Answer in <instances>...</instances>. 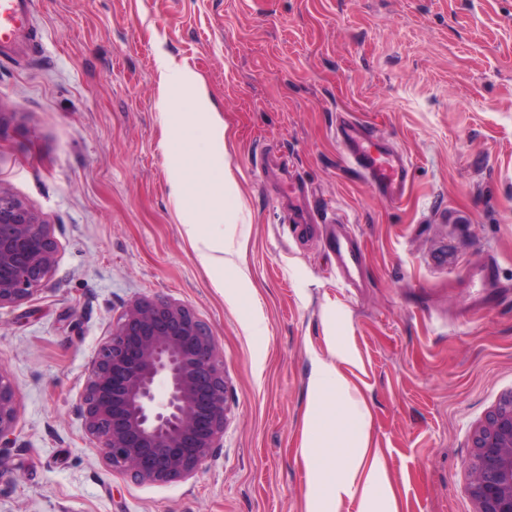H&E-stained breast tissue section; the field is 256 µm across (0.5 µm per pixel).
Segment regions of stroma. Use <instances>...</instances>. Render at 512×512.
Masks as SVG:
<instances>
[{"mask_svg":"<svg viewBox=\"0 0 512 512\" xmlns=\"http://www.w3.org/2000/svg\"><path fill=\"white\" fill-rule=\"evenodd\" d=\"M39 45L0 60V189L51 224L56 263L0 308L18 419L0 512H306L310 385L336 362L396 512H474L471 436L512 391V0H35ZM187 63L227 127L240 201L216 275L170 197L158 56ZM409 163L404 197L344 158L336 117ZM335 226L292 224L263 155ZM496 262L497 285L477 267ZM188 306L224 360V438L194 477L141 484L85 431L82 398L125 306ZM343 361H335V351ZM333 251L336 253L338 266L344 275L353 278L364 263V255L358 247L350 244L348 236L336 234L331 238Z\"/></svg>","mask_w":512,"mask_h":512,"instance_id":"obj_1","label":"stroma"}]
</instances>
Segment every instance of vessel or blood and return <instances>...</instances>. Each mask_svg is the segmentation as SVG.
<instances>
[{"instance_id":"1","label":"vessel or blood","mask_w":512,"mask_h":512,"mask_svg":"<svg viewBox=\"0 0 512 512\" xmlns=\"http://www.w3.org/2000/svg\"><path fill=\"white\" fill-rule=\"evenodd\" d=\"M34 8L35 0H0V58L18 60L28 54L35 34ZM336 137L350 163L380 195L392 200L403 198L408 175V159L403 152L386 147L367 125L352 118L340 119ZM288 192L297 200L295 213L300 222L323 223V216L309 208L296 181H289ZM331 245L340 270L353 277L364 263L362 251L344 235L333 237Z\"/></svg>"}]
</instances>
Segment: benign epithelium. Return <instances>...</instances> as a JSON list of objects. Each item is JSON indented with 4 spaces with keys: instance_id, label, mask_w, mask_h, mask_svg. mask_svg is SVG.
I'll return each mask as SVG.
<instances>
[{
    "instance_id": "benign-epithelium-1",
    "label": "benign epithelium",
    "mask_w": 512,
    "mask_h": 512,
    "mask_svg": "<svg viewBox=\"0 0 512 512\" xmlns=\"http://www.w3.org/2000/svg\"><path fill=\"white\" fill-rule=\"evenodd\" d=\"M56 255L51 225L0 190V308L37 291ZM227 413L224 363L208 327L179 302L142 297L128 304L83 396L85 429L104 462L139 483L189 478L219 447ZM17 418L16 392L0 374L1 448L13 443ZM472 448L475 512H512V393L475 430Z\"/></svg>"
}]
</instances>
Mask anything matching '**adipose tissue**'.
<instances>
[{
    "label": "adipose tissue",
    "mask_w": 512,
    "mask_h": 512,
    "mask_svg": "<svg viewBox=\"0 0 512 512\" xmlns=\"http://www.w3.org/2000/svg\"><path fill=\"white\" fill-rule=\"evenodd\" d=\"M158 71V103L167 132L162 148L172 174L170 195L201 263L220 266L225 250L220 226L229 222L228 203L238 192L226 155V127L220 113L207 105L206 89L193 68L163 57ZM209 224L215 225V232H206ZM342 393L343 381L334 364L322 363L306 416L311 450L308 512H329L354 497L360 500L361 512H374L380 467L367 457L364 419H357L351 435L337 434Z\"/></svg>",
    "instance_id": "1"
}]
</instances>
